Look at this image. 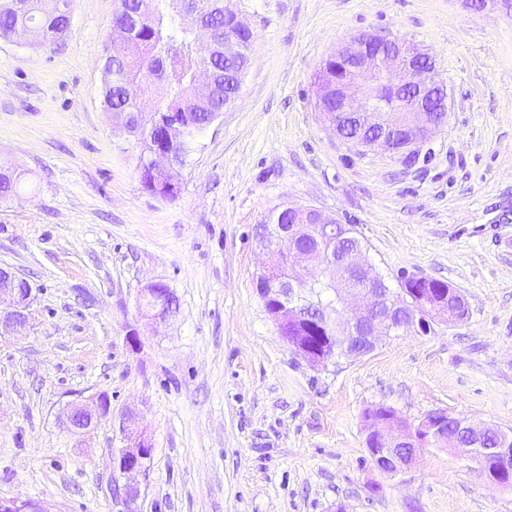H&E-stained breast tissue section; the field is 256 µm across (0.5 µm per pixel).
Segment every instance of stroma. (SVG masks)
<instances>
[{"label":"stroma","instance_id":"1","mask_svg":"<svg viewBox=\"0 0 512 512\" xmlns=\"http://www.w3.org/2000/svg\"><path fill=\"white\" fill-rule=\"evenodd\" d=\"M118 4L72 0L53 44L0 37V158L23 172L0 203V267L34 294L29 327L0 336V497L121 512L108 483L132 412L152 445L137 512H512V487L445 448L377 471L364 429L382 403L512 430V8L233 0L249 68L163 198L103 105ZM379 31L431 57L447 89V122L412 164L339 140L316 104L321 64ZM286 204L353 225L388 280L450 282L466 319L310 367L257 291L255 228ZM155 283L178 301L156 322L142 307ZM102 393L109 415L72 435L68 404Z\"/></svg>","mask_w":512,"mask_h":512}]
</instances>
